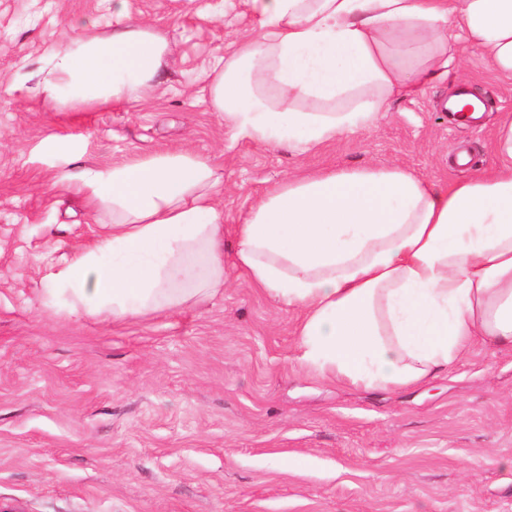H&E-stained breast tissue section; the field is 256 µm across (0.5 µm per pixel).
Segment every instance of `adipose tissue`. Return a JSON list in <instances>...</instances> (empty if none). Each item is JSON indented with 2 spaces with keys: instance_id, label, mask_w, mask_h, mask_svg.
<instances>
[{
  "instance_id": "1",
  "label": "adipose tissue",
  "mask_w": 512,
  "mask_h": 512,
  "mask_svg": "<svg viewBox=\"0 0 512 512\" xmlns=\"http://www.w3.org/2000/svg\"><path fill=\"white\" fill-rule=\"evenodd\" d=\"M257 26L213 68L210 103L233 140L307 152L371 127L392 100L447 75L449 32L475 38L512 78V0H250ZM170 53L161 33L118 23L52 56L44 97L79 110L137 99ZM56 182L102 227L49 267L45 308L115 321L199 305L224 286L221 185L172 150L83 164L66 141ZM492 166L441 183L397 165L294 176L235 228V264L298 312L300 365L348 386L405 390L447 373L472 342L512 347V114Z\"/></svg>"
}]
</instances>
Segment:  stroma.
Returning a JSON list of instances; mask_svg holds the SVG:
<instances>
[{
  "label": "stroma",
  "mask_w": 512,
  "mask_h": 512,
  "mask_svg": "<svg viewBox=\"0 0 512 512\" xmlns=\"http://www.w3.org/2000/svg\"><path fill=\"white\" fill-rule=\"evenodd\" d=\"M122 18L172 47L143 100L72 112L35 93L53 52ZM253 28L248 0H0V512H512L511 349L474 345L403 391L343 386L300 366L296 312L234 264L236 224L288 177L395 164L443 182L491 166L512 79L462 41L461 66L370 129L305 154L235 142L208 74ZM463 82L480 122L442 108ZM56 137L90 165L207 158L223 181V291L118 323L45 310V268L101 231L53 184Z\"/></svg>",
  "instance_id": "35a3bbf8"
}]
</instances>
